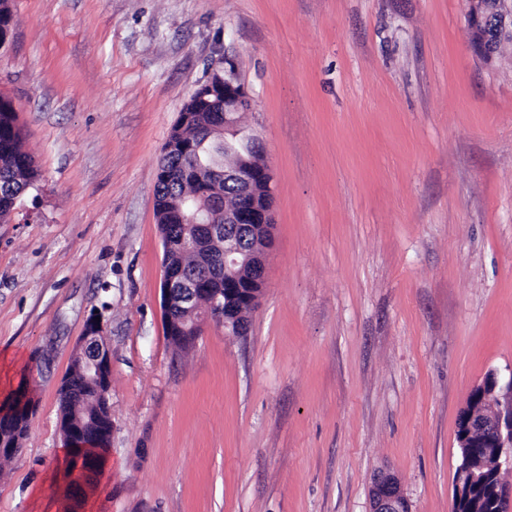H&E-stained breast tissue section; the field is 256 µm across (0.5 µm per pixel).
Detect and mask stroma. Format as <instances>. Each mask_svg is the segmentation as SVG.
Instances as JSON below:
<instances>
[{"label": "stroma", "instance_id": "obj_1", "mask_svg": "<svg viewBox=\"0 0 512 512\" xmlns=\"http://www.w3.org/2000/svg\"><path fill=\"white\" fill-rule=\"evenodd\" d=\"M0 96L41 179L0 223V403L28 430L0 512H450L456 423L512 373V53L463 0H11ZM232 54L273 175L247 335L161 310L162 148ZM112 436L66 491L59 390L93 313ZM488 2L496 5L493 16L485 11ZM465 15L470 47L483 63H495L502 48H512L511 0H467ZM369 499V512H411L398 477L388 470H379L374 474Z\"/></svg>", "mask_w": 512, "mask_h": 512}]
</instances>
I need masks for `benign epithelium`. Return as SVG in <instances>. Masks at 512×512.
I'll return each mask as SVG.
<instances>
[{
  "mask_svg": "<svg viewBox=\"0 0 512 512\" xmlns=\"http://www.w3.org/2000/svg\"><path fill=\"white\" fill-rule=\"evenodd\" d=\"M465 15L470 47L483 63H495L502 48H512V0H466ZM222 72L224 78L218 93L224 99V158H233L236 164L217 170L196 158L194 173L199 178L217 174L231 177L241 184L242 193L235 207L223 211L222 222L206 225L208 245L223 265L224 291L186 280L171 268L163 270L162 313L180 308L198 315L191 323L182 319V325L178 326L180 335L173 340L182 347L193 344L196 329L204 321L226 328L233 326L239 334L247 330L248 312L258 305L262 296L256 286L265 283L266 258L272 246L271 207L258 205L251 197V190L259 180L266 192L272 193L273 176L266 164L255 166L250 161L244 162L243 152L255 151L256 143L239 118L249 108L250 101L237 78L234 57L224 55ZM226 224L251 225L258 242L250 250H244L238 239L224 234ZM225 296L233 301L228 309L224 308ZM90 348L94 356L87 359L83 379L99 389L111 373V354L103 321L96 320L94 315L78 344L80 350ZM456 443L459 448H493L500 459L499 465L512 464V378L503 384L498 373L490 371L470 392L458 416ZM473 490L492 494L498 503L512 498L511 485L495 483L483 468L463 463L457 467L453 495L460 500ZM369 499L370 512H411L398 477L388 470L374 474Z\"/></svg>",
  "mask_w": 512,
  "mask_h": 512,
  "instance_id": "obj_1",
  "label": "benign epithelium"
}]
</instances>
